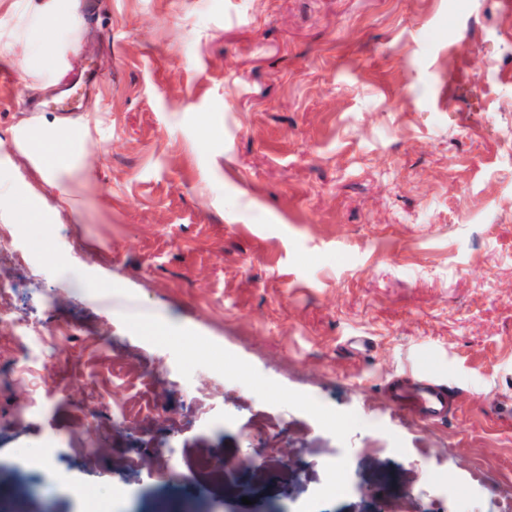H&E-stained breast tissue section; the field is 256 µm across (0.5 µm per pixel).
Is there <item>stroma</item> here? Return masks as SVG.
<instances>
[{"label": "stroma", "instance_id": "stroma-1", "mask_svg": "<svg viewBox=\"0 0 512 512\" xmlns=\"http://www.w3.org/2000/svg\"><path fill=\"white\" fill-rule=\"evenodd\" d=\"M49 2L0 0V487L25 512H501L512 0H85L47 41ZM86 69L80 111L21 108ZM24 133L71 152L66 196ZM411 368L447 418L387 400ZM208 460L221 485L185 497Z\"/></svg>", "mask_w": 512, "mask_h": 512}]
</instances>
